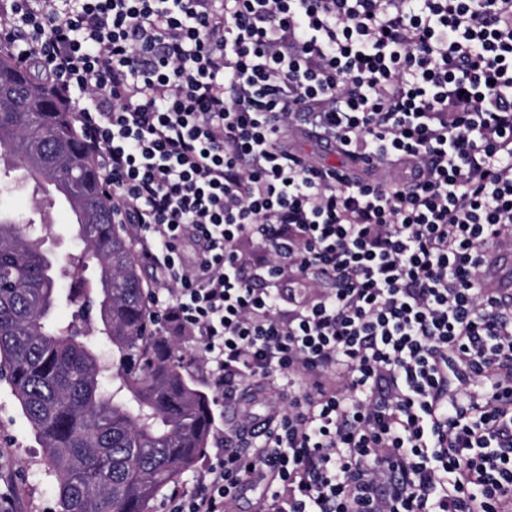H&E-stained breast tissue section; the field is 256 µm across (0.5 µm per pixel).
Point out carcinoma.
Returning <instances> with one entry per match:
<instances>
[{"label":"carcinoma","mask_w":512,"mask_h":512,"mask_svg":"<svg viewBox=\"0 0 512 512\" xmlns=\"http://www.w3.org/2000/svg\"><path fill=\"white\" fill-rule=\"evenodd\" d=\"M24 95L28 123L11 116ZM22 173L42 214L55 208L43 184L58 183L84 214L75 232L98 268L59 269L44 251L52 225L14 214L1 186ZM54 92L0 46V374L44 449L59 512H153L203 454L209 396L153 316L123 225ZM63 277L73 288L62 294ZM70 316L57 314L61 302Z\"/></svg>","instance_id":"carcinoma-1"}]
</instances>
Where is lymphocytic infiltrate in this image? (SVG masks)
<instances>
[{
    "mask_svg": "<svg viewBox=\"0 0 512 512\" xmlns=\"http://www.w3.org/2000/svg\"><path fill=\"white\" fill-rule=\"evenodd\" d=\"M196 336L288 408L169 512H512V0H0ZM305 130L364 175L292 152ZM265 491L264 482L255 478L241 489L235 500L229 505L230 512H261L262 495Z\"/></svg>",
    "mask_w": 512,
    "mask_h": 512,
    "instance_id": "f902f5d3",
    "label": "lymphocytic infiltrate"
}]
</instances>
